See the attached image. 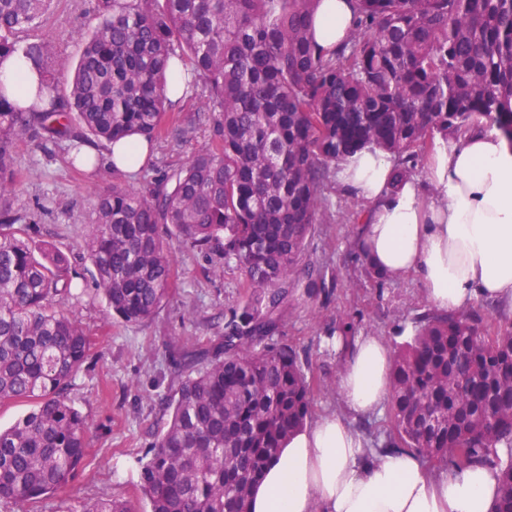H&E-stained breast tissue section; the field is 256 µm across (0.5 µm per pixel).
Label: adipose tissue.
I'll return each mask as SVG.
<instances>
[{
    "label": "adipose tissue",
    "instance_id": "ef3b65f1",
    "mask_svg": "<svg viewBox=\"0 0 512 512\" xmlns=\"http://www.w3.org/2000/svg\"><path fill=\"white\" fill-rule=\"evenodd\" d=\"M353 20L351 0H322L317 44L339 48ZM0 88L35 104L36 73L23 53L0 63ZM424 168L425 180L398 178L372 144L339 162L338 182L362 204V258L380 274L416 275L436 310L486 301L512 311V141L480 118L465 135L436 136ZM392 360L381 337L356 339L337 379L341 410L287 440L248 512H492L496 464L436 470L408 448H368L355 424L388 399Z\"/></svg>",
    "mask_w": 512,
    "mask_h": 512
}]
</instances>
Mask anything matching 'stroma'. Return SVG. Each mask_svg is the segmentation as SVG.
I'll return each mask as SVG.
<instances>
[{
  "mask_svg": "<svg viewBox=\"0 0 512 512\" xmlns=\"http://www.w3.org/2000/svg\"><path fill=\"white\" fill-rule=\"evenodd\" d=\"M94 6L95 0H57L52 13L28 33L29 41L49 35L59 45L60 76L75 64V35L92 25ZM15 163L24 182L13 208L32 240L51 242L67 255L76 273L79 316L96 338L70 392L91 425L94 444L85 469L58 491L45 512H83L97 497L125 500L136 512H148L136 487L138 461L167 420L158 401L169 392L176 368L169 345L181 336L206 344L223 335L225 323L243 306L241 275L234 266H222L220 251L184 250L177 255L172 295L154 321L106 320L82 240L98 194L112 181L111 170L74 169L63 143L46 151L22 144ZM350 199L340 187L329 193L325 216L307 243V262L332 281V288H299L274 337L310 358L317 416L339 406L336 377L344 356L336 349L337 335H375L393 345L406 338L413 317L428 307L417 278L366 275L356 247L361 209L350 206Z\"/></svg>",
  "mask_w": 512,
  "mask_h": 512,
  "instance_id": "stroma-1",
  "label": "stroma"
}]
</instances>
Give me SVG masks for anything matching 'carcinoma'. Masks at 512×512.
Wrapping results in <instances>:
<instances>
[{
	"instance_id": "obj_1",
	"label": "carcinoma",
	"mask_w": 512,
	"mask_h": 512,
	"mask_svg": "<svg viewBox=\"0 0 512 512\" xmlns=\"http://www.w3.org/2000/svg\"><path fill=\"white\" fill-rule=\"evenodd\" d=\"M321 2L96 0L62 84L52 39H23L53 0H0V64L22 49L46 89L29 109L0 89V406L32 405L0 429V502L38 512L90 447L69 387L94 339L66 307L67 256L33 246L12 210L19 143L66 142L73 165L92 142L152 145L183 111L170 70L190 71L183 96L212 113L209 142L159 180L112 183L84 251L109 314L126 323L157 316L182 247H217L241 271L246 301L218 342L176 345L175 390L160 402L168 419L138 487L150 512H247L267 465L312 418L309 363L273 337L300 274L326 288L303 257L336 162L372 143L405 176L435 135H464L478 117L512 140V0H352L355 28L333 51L313 37ZM490 329L479 313L417 314L395 349L391 427L373 446L451 468L491 459L501 466L493 512H512V331ZM86 512L134 508L98 498Z\"/></svg>"
}]
</instances>
